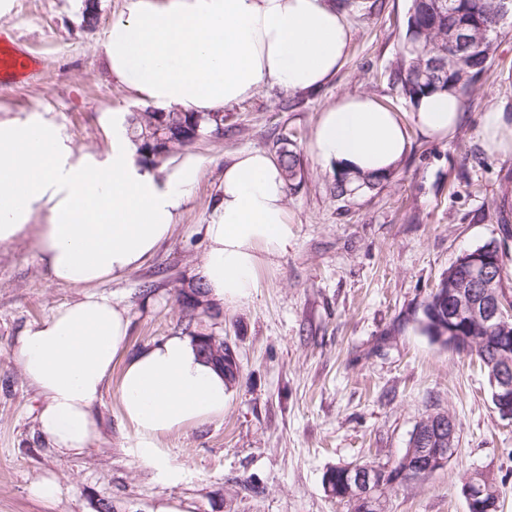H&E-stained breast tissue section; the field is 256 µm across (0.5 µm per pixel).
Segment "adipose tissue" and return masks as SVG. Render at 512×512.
Listing matches in <instances>:
<instances>
[{
    "mask_svg": "<svg viewBox=\"0 0 512 512\" xmlns=\"http://www.w3.org/2000/svg\"><path fill=\"white\" fill-rule=\"evenodd\" d=\"M351 30L333 0H127L102 43L113 76L160 112H215L269 84L320 90L344 64ZM457 95L421 97L401 117L376 97H340L321 112L310 149L353 173L386 175L403 160L411 131L442 139L461 124ZM111 147H75L64 127L38 112L0 117V243L30 242L54 283L88 289L19 336L14 358L39 390V428L64 456L88 450L98 435L94 407L115 385L130 452L160 471L165 436L223 418L231 386L174 335L126 356L125 309L91 287L141 267L172 234L197 183L186 160L166 174L137 158L126 113L109 120ZM483 139L512 154V115L489 106ZM46 223H36L39 214ZM197 275L215 300L237 304L259 286V270L286 252V181L262 150L239 153L205 228ZM122 362L120 376L112 365Z\"/></svg>",
    "mask_w": 512,
    "mask_h": 512,
    "instance_id": "obj_1",
    "label": "adipose tissue"
}]
</instances>
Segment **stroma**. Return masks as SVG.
Masks as SVG:
<instances>
[{"instance_id":"stroma-1","label":"stroma","mask_w":512,"mask_h":512,"mask_svg":"<svg viewBox=\"0 0 512 512\" xmlns=\"http://www.w3.org/2000/svg\"><path fill=\"white\" fill-rule=\"evenodd\" d=\"M82 0H13L0 37L38 63L18 83L0 77V113L40 112L64 125L77 147L109 148L115 112L146 106L109 72L100 45L126 0H99L93 31ZM410 0H339L352 29L349 56L319 91L263 87L225 108L223 134L173 151L196 159L199 181L173 233L140 268L95 287L125 308L129 352L182 333L180 292L196 287L204 228L240 151L301 155L286 189L295 237L260 272L261 286L235 305L214 303L197 330L234 348L240 373L222 419L166 437L163 473L128 453L115 387L95 407L99 437L80 457L58 454L38 425L42 397L14 360L16 340L82 288L50 282L31 243L0 244V512H157L172 502L194 512H351L323 485L332 467L395 465L417 423L449 412L458 437L447 467L389 491L387 512H467L462 483L496 478L499 512H512V425L500 419L476 359L433 343L421 304L462 253L499 241L512 267V156L479 132L489 105L512 113V17L475 90L461 94L464 119L447 139L411 132V147L387 181L339 198L335 173L310 151L320 112L338 97L375 96L401 116L413 104L390 73L402 53ZM55 479L57 500L30 488Z\"/></svg>"}]
</instances>
